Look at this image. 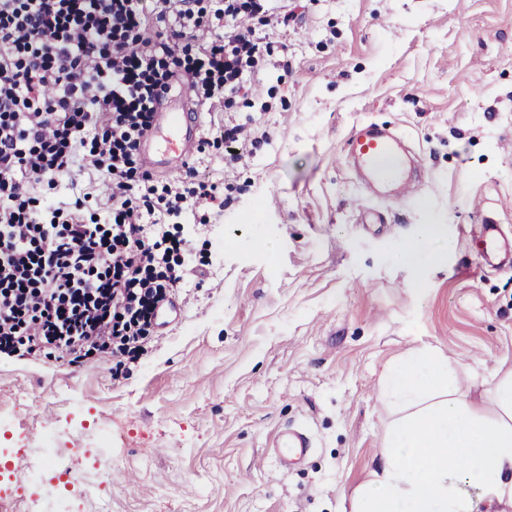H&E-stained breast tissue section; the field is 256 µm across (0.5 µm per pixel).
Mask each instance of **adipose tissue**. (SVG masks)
I'll return each mask as SVG.
<instances>
[{"label": "adipose tissue", "instance_id": "adipose-tissue-1", "mask_svg": "<svg viewBox=\"0 0 512 512\" xmlns=\"http://www.w3.org/2000/svg\"><path fill=\"white\" fill-rule=\"evenodd\" d=\"M456 367L437 349L413 348L388 365L378 400L394 410L379 470L353 512H497L512 505V371L492 390L495 414L458 389Z\"/></svg>", "mask_w": 512, "mask_h": 512}]
</instances>
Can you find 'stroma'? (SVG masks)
I'll return each mask as SVG.
<instances>
[{
	"label": "stroma",
	"instance_id": "35a3bbf8",
	"mask_svg": "<svg viewBox=\"0 0 512 512\" xmlns=\"http://www.w3.org/2000/svg\"><path fill=\"white\" fill-rule=\"evenodd\" d=\"M288 25L256 26L270 53L242 74L248 93L206 98L173 82L164 106L197 121L188 164L213 203L163 216L189 240L178 314L137 362L79 366L0 353V407L22 458L66 416L113 420L104 500L80 512H352L381 462L391 410L384 367L431 346L481 396L512 370V270L477 271L471 230L512 236V0H268ZM387 124L425 170L413 198L368 191L348 138ZM240 125L242 159L216 134ZM42 205L82 201L108 221L101 173L33 184ZM441 225L448 257L402 262L422 225ZM311 441L281 468L284 428Z\"/></svg>",
	"mask_w": 512,
	"mask_h": 512
}]
</instances>
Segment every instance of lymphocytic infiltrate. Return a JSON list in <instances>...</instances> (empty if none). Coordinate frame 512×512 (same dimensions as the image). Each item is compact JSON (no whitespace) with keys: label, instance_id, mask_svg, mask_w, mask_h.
<instances>
[{"label":"lymphocytic infiltrate","instance_id":"f902f5d3","mask_svg":"<svg viewBox=\"0 0 512 512\" xmlns=\"http://www.w3.org/2000/svg\"><path fill=\"white\" fill-rule=\"evenodd\" d=\"M141 2L0 0V352L72 365L139 354L181 287L182 269L155 252L154 208L131 199V163L169 90L159 58L183 66L191 48L177 28L149 36ZM240 12L227 0L223 42L184 66L208 97L244 90L241 60L263 51ZM86 166L112 186L108 223H56L26 190Z\"/></svg>","mask_w":512,"mask_h":512}]
</instances>
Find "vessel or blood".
<instances>
[{"mask_svg": "<svg viewBox=\"0 0 512 512\" xmlns=\"http://www.w3.org/2000/svg\"><path fill=\"white\" fill-rule=\"evenodd\" d=\"M170 129V159H156V166H166L168 160L184 165L192 154L197 141V128L186 114L164 111L159 115L156 129L150 130L143 144L145 150H152L161 129ZM348 158L353 159L366 172L372 182L391 185L396 196L412 197L415 185L409 175L404 174L396 136L388 130H382L372 124H362L352 131L348 139ZM482 240L479 249L481 269L505 267L512 262V239L503 235L498 225L483 224L478 228ZM279 446L284 453L304 454L311 443L309 438L299 431H284L279 437Z\"/></svg>", "mask_w": 512, "mask_h": 512, "instance_id": "vessel-or-blood-1", "label": "vessel or blood"}]
</instances>
